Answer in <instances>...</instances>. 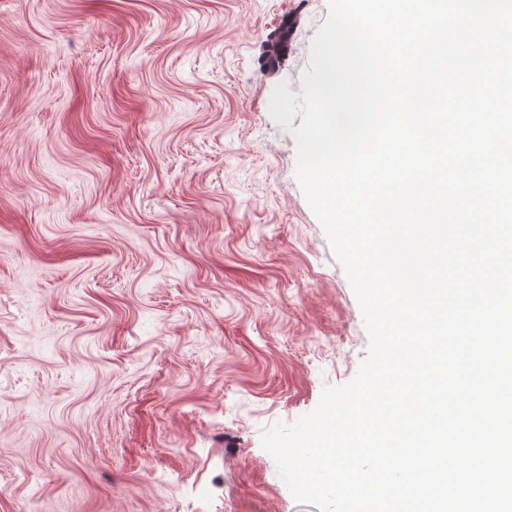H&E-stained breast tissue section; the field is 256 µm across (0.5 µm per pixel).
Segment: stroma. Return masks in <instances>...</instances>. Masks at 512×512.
I'll use <instances>...</instances> for the list:
<instances>
[{
    "instance_id": "obj_1",
    "label": "stroma",
    "mask_w": 512,
    "mask_h": 512,
    "mask_svg": "<svg viewBox=\"0 0 512 512\" xmlns=\"http://www.w3.org/2000/svg\"><path fill=\"white\" fill-rule=\"evenodd\" d=\"M327 15L0 0V512H319L261 438L368 348L270 114Z\"/></svg>"
}]
</instances>
